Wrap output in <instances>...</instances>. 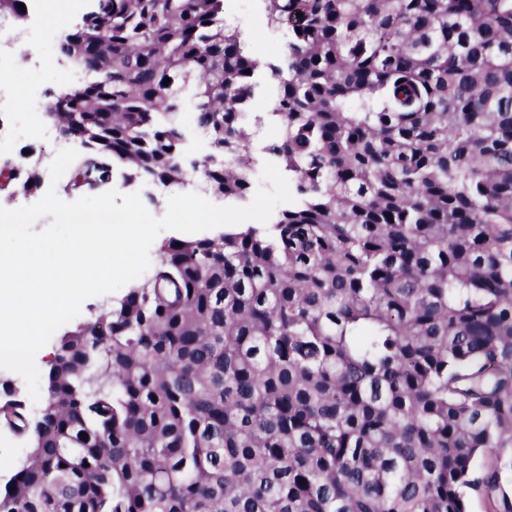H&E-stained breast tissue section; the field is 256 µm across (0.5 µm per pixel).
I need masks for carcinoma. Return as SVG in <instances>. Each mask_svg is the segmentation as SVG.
<instances>
[{"label":"carcinoma","mask_w":512,"mask_h":512,"mask_svg":"<svg viewBox=\"0 0 512 512\" xmlns=\"http://www.w3.org/2000/svg\"><path fill=\"white\" fill-rule=\"evenodd\" d=\"M92 2L48 105L66 189L121 165L245 200L259 150L295 201L164 242L58 338L39 413L3 390L0 512H512V0H264L288 44L259 149L224 0ZM195 112L193 105L188 103L182 114L183 124L189 134L184 147V160L187 164L191 161L201 159L207 154L209 149L207 139L199 138L197 131H194Z\"/></svg>","instance_id":"obj_1"}]
</instances>
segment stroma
Segmentation results:
<instances>
[{
    "mask_svg": "<svg viewBox=\"0 0 512 512\" xmlns=\"http://www.w3.org/2000/svg\"><path fill=\"white\" fill-rule=\"evenodd\" d=\"M90 0H41L40 14L25 11L18 18L19 29L29 32L30 50L17 57L15 49H8L0 59V79L8 80L17 99L41 97L52 99L66 87L63 72L58 68V42L89 11ZM225 19L240 28L251 53L261 62L254 77L256 92L249 104L252 112L263 115L272 109L275 81L268 69L283 58L288 35L286 30L268 26L263 0H224ZM0 122L7 129V138L0 142V160L9 159L22 166L37 164L40 175L36 189L28 193L0 195V204L10 208L39 201L49 185L48 165L43 157L47 149L46 132L54 130L55 123L47 113L31 115L24 111L0 112ZM113 189L128 194L140 192L146 197L147 209L157 217L163 216L171 195L188 192L187 184L152 185L125 182L115 176Z\"/></svg>",
    "mask_w": 512,
    "mask_h": 512,
    "instance_id": "obj_1",
    "label": "stroma"
}]
</instances>
